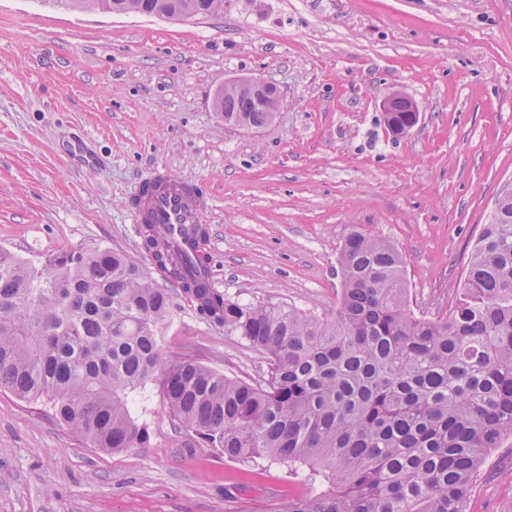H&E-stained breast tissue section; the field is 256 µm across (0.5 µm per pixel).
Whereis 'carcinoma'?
I'll use <instances>...</instances> for the list:
<instances>
[{
  "instance_id": "cac0c4a2",
  "label": "carcinoma",
  "mask_w": 512,
  "mask_h": 512,
  "mask_svg": "<svg viewBox=\"0 0 512 512\" xmlns=\"http://www.w3.org/2000/svg\"><path fill=\"white\" fill-rule=\"evenodd\" d=\"M145 3L190 17L224 0ZM221 115L257 129L270 113ZM154 264L208 322L263 355L255 381L165 353L173 294L125 253L89 243L43 261L0 250V389L44 400L95 448H143L149 433L129 396L155 384L169 414L230 460L306 466L329 489L285 512H467L485 456L512 438V192L482 230L456 302L436 319L406 310L403 258L353 231L339 264L332 319L286 305L228 300L155 224L140 225Z\"/></svg>"
}]
</instances>
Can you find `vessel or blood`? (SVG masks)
I'll return each mask as SVG.
<instances>
[{
    "label": "vessel or blood",
    "mask_w": 512,
    "mask_h": 512,
    "mask_svg": "<svg viewBox=\"0 0 512 512\" xmlns=\"http://www.w3.org/2000/svg\"><path fill=\"white\" fill-rule=\"evenodd\" d=\"M131 206L138 222L160 225L188 255L207 252L210 238L199 235L197 227L204 222L210 199L195 184L167 170H153L141 182Z\"/></svg>",
    "instance_id": "b4317fda"
}]
</instances>
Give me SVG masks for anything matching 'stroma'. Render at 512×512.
<instances>
[{"label":"stroma","mask_w":512,"mask_h":512,"mask_svg":"<svg viewBox=\"0 0 512 512\" xmlns=\"http://www.w3.org/2000/svg\"><path fill=\"white\" fill-rule=\"evenodd\" d=\"M283 96L269 125L225 126V79ZM410 95L419 122L380 109ZM82 137L98 159L63 150ZM199 185L214 287L333 317L355 230L401 252L409 306L451 308L497 198L512 187V0H224L182 20L0 0V248L41 260L102 243L152 268L129 205L154 167ZM164 347L253 379L261 354L175 296ZM143 448L87 446L42 405L0 391V512H275L321 491L308 468L224 458L180 429L157 387ZM467 512H512V439Z\"/></svg>","instance_id":"35a3bbf8"}]
</instances>
